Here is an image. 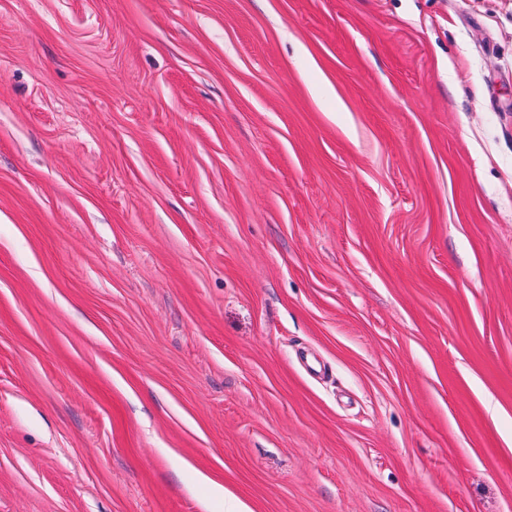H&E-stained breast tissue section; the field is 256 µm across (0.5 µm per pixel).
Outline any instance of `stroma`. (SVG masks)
I'll list each match as a JSON object with an SVG mask.
<instances>
[{"instance_id": "stroma-1", "label": "stroma", "mask_w": 512, "mask_h": 512, "mask_svg": "<svg viewBox=\"0 0 512 512\" xmlns=\"http://www.w3.org/2000/svg\"><path fill=\"white\" fill-rule=\"evenodd\" d=\"M512 512V0H0V512Z\"/></svg>"}]
</instances>
